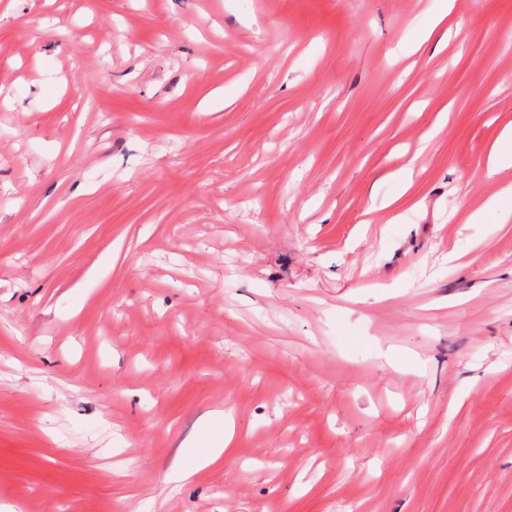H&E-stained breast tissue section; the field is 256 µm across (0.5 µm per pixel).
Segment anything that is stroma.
<instances>
[{"mask_svg": "<svg viewBox=\"0 0 512 512\" xmlns=\"http://www.w3.org/2000/svg\"><path fill=\"white\" fill-rule=\"evenodd\" d=\"M510 125L512 0H0V512H512ZM490 173L496 174L512 169V126L502 132L498 141L491 147L488 157ZM485 212L495 215L498 224H506L512 214V185L505 186L475 217ZM204 427L214 432V438L209 448L198 453L193 444L183 443L170 470L167 474L169 481L179 482L189 479L196 471L222 462L224 450L234 438V423L231 417L224 413L219 418L206 416L202 422Z\"/></svg>", "mask_w": 512, "mask_h": 512, "instance_id": "1", "label": "stroma"}]
</instances>
